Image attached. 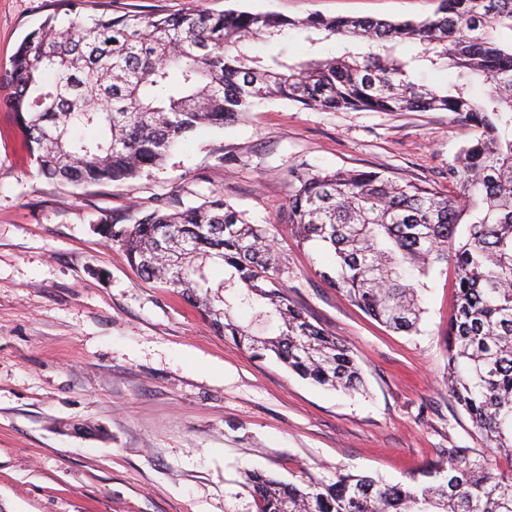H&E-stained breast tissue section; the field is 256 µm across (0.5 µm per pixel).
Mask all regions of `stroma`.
<instances>
[{"label": "stroma", "instance_id": "35a3bbf8", "mask_svg": "<svg viewBox=\"0 0 512 512\" xmlns=\"http://www.w3.org/2000/svg\"><path fill=\"white\" fill-rule=\"evenodd\" d=\"M112 14L191 7L301 18L423 20L438 0H103ZM55 0H0V69ZM472 131L451 112H321L282 99L189 134L165 164L112 185L39 177L0 110V512H257L249 473L299 486L365 472L407 483L439 449L478 448L448 393L452 276L433 271L418 332L389 330L331 288L328 252L288 224L299 168L376 171L448 188ZM218 193L267 227L308 319L346 339L364 387L302 379L214 332L139 277L97 231L135 208Z\"/></svg>", "mask_w": 512, "mask_h": 512}]
</instances>
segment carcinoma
Returning <instances> with one entry per match:
<instances>
[{"label": "carcinoma", "instance_id": "cac0c4a2", "mask_svg": "<svg viewBox=\"0 0 512 512\" xmlns=\"http://www.w3.org/2000/svg\"><path fill=\"white\" fill-rule=\"evenodd\" d=\"M20 43L0 108L13 113L37 175L61 184L125 183L161 165L187 135L233 124L277 97L322 112H453L473 135L448 165L452 190L363 170L292 175L289 221L299 243L333 252L322 277L367 315L417 331L419 290L440 264L452 270L448 392L485 451L443 448L425 480L383 484L336 474L304 487L254 472L258 512H512V0H439L421 21L290 18L192 8L177 15L98 10L56 0ZM300 36L313 58L298 60ZM345 43L340 56L321 44ZM273 50L260 55L253 43ZM448 67L445 88L414 81ZM78 129L91 131L76 138ZM147 280L201 308L214 331L320 386L357 390L349 344L311 323L284 285L288 266L267 230L213 193L198 206L138 209L134 224L99 228ZM227 277L211 281L208 267ZM251 311L244 325L237 312ZM278 322L279 334L254 326Z\"/></svg>", "mask_w": 512, "mask_h": 512}]
</instances>
